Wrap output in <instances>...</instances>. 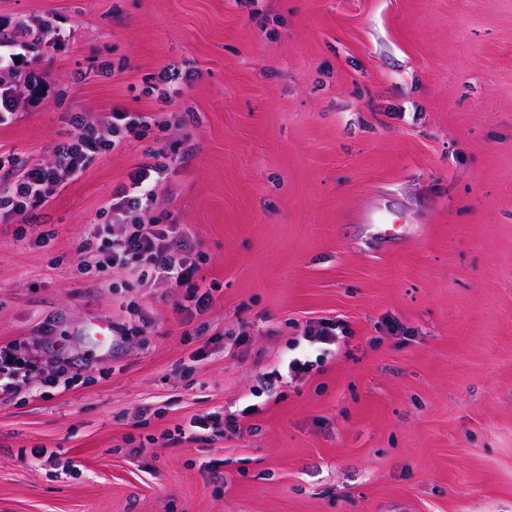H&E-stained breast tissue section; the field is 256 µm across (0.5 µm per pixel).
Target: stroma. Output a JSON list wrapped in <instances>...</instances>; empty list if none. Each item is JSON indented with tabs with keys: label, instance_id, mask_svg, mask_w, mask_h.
<instances>
[{
	"label": "stroma",
	"instance_id": "stroma-1",
	"mask_svg": "<svg viewBox=\"0 0 512 512\" xmlns=\"http://www.w3.org/2000/svg\"><path fill=\"white\" fill-rule=\"evenodd\" d=\"M19 15L71 36L0 153L49 163L77 114L155 125L0 216V346L41 362L0 392V512H512V0H0ZM160 147L149 209L199 253L201 312L74 262ZM374 197L407 243L346 221ZM319 318L335 351L268 384ZM219 410L235 435L148 444Z\"/></svg>",
	"mask_w": 512,
	"mask_h": 512
}]
</instances>
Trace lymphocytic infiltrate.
Masks as SVG:
<instances>
[{"instance_id":"obj_1","label":"lymphocytic infiltrate","mask_w":512,"mask_h":512,"mask_svg":"<svg viewBox=\"0 0 512 512\" xmlns=\"http://www.w3.org/2000/svg\"><path fill=\"white\" fill-rule=\"evenodd\" d=\"M10 26L11 36L0 40V123L13 112L7 89L16 77L29 75L35 48L42 45L50 49L65 41L47 20L34 24L14 18ZM73 124L74 134L56 146L51 162L26 167L20 176L0 185V212L25 217L45 208L58 189L78 178L98 156L112 151L130 135H144L151 127V117L141 112L116 114L106 134L79 116L74 117ZM155 156L156 163L139 167L131 176L130 189L117 192L108 203L109 220L95 225L85 240L78 267H92L101 274L122 272L140 281L172 282L183 289L185 300L204 308L212 303L213 296L197 279L196 259L182 249L183 228L166 223L164 218L148 216L143 206L165 170V149H157ZM345 331V325L333 319L309 324L303 336L305 349L275 367L271 378L313 370Z\"/></svg>"}]
</instances>
